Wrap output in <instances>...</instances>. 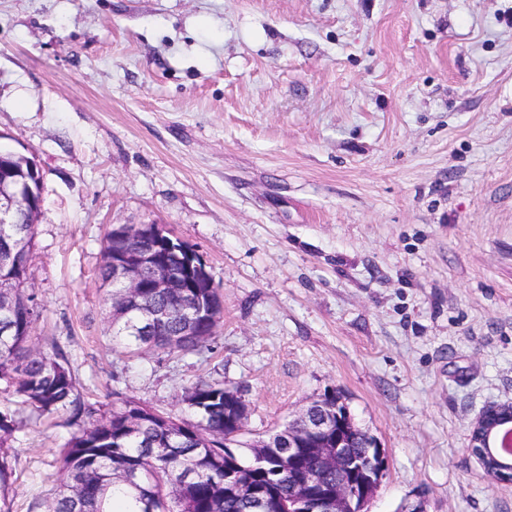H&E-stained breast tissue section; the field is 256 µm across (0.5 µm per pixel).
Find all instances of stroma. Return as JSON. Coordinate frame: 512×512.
<instances>
[{"instance_id":"35a3bbf8","label":"stroma","mask_w":512,"mask_h":512,"mask_svg":"<svg viewBox=\"0 0 512 512\" xmlns=\"http://www.w3.org/2000/svg\"><path fill=\"white\" fill-rule=\"evenodd\" d=\"M0 150L43 173L32 341L86 403L188 420L221 382L252 441L333 389L387 460L368 512H512L468 448L512 402V0H0ZM119 224L203 257L211 351H113ZM5 408L9 510L44 512L74 427ZM512 403H503L491 406L484 410L475 421L471 423L468 437V448L484 466L486 442L488 436L512 423Z\"/></svg>"}]
</instances>
